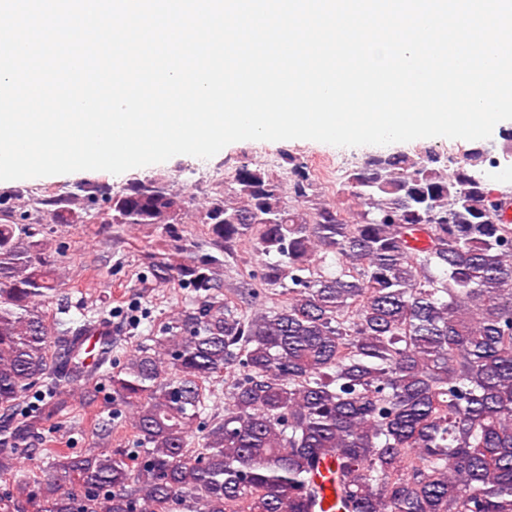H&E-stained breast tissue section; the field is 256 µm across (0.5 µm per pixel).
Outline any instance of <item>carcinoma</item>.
Wrapping results in <instances>:
<instances>
[{
	"label": "carcinoma",
	"instance_id": "1",
	"mask_svg": "<svg viewBox=\"0 0 512 512\" xmlns=\"http://www.w3.org/2000/svg\"><path fill=\"white\" fill-rule=\"evenodd\" d=\"M481 158L444 174L431 156L371 157L342 184L362 206L353 224L305 206L307 164L286 187L244 163L201 214L213 248L201 255L177 228L186 196L129 183L108 199L112 223L172 242L145 264L192 295L118 364L104 343L83 348L94 320L48 324L42 209L0 205V475L12 478L0 512H319L328 460L342 512H512V191L471 171ZM78 200L38 203L72 224ZM246 239L267 260L260 287L232 295L217 272ZM91 358L131 412L132 447L109 448L103 421L98 449L44 448L47 478L17 475ZM224 375L218 416L207 383Z\"/></svg>",
	"mask_w": 512,
	"mask_h": 512
}]
</instances>
